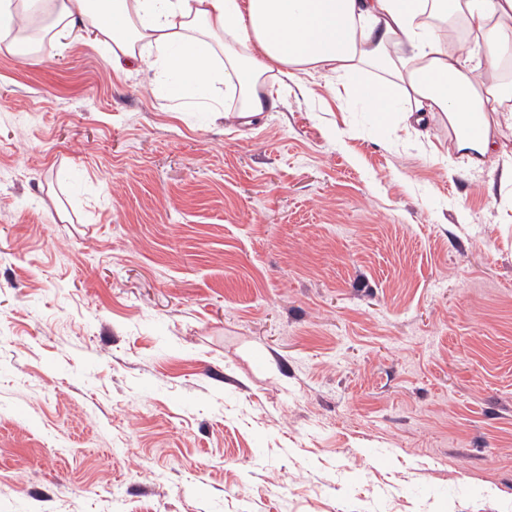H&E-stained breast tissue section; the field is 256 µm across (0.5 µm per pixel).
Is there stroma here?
Wrapping results in <instances>:
<instances>
[{"instance_id":"35a3bbf8","label":"stroma","mask_w":512,"mask_h":512,"mask_svg":"<svg viewBox=\"0 0 512 512\" xmlns=\"http://www.w3.org/2000/svg\"><path fill=\"white\" fill-rule=\"evenodd\" d=\"M164 80L0 51V512H512L499 164Z\"/></svg>"}]
</instances>
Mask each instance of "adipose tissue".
Instances as JSON below:
<instances>
[{"label":"adipose tissue","instance_id":"1","mask_svg":"<svg viewBox=\"0 0 512 512\" xmlns=\"http://www.w3.org/2000/svg\"><path fill=\"white\" fill-rule=\"evenodd\" d=\"M38 6L52 37L94 31L136 69L162 57L179 90L223 83L249 116L280 103L268 76L375 72L360 94L380 121L440 116L472 165L496 160L512 183V0H0V50L27 54Z\"/></svg>","mask_w":512,"mask_h":512}]
</instances>
